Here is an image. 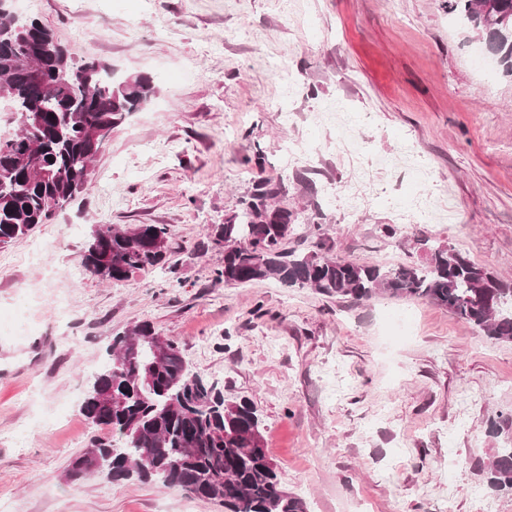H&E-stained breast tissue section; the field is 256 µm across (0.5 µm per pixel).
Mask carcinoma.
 <instances>
[{
    "label": "carcinoma",
    "instance_id": "carcinoma-1",
    "mask_svg": "<svg viewBox=\"0 0 512 512\" xmlns=\"http://www.w3.org/2000/svg\"><path fill=\"white\" fill-rule=\"evenodd\" d=\"M448 12L470 25L502 58L512 76V0H446ZM52 36L34 18L0 14V89L16 112L37 117L34 130L0 140V246L46 223L79 191L78 177L93 160L91 134L116 127L146 105L154 94L149 77H114L102 62L73 60L61 52L40 63L35 83L19 52ZM84 74L76 92L62 74ZM282 186L266 180L253 185L244 208L211 228L213 247L224 251L214 282L246 285L273 279L287 288H313L326 296L356 301L378 294L427 300L496 341H512V281L446 246H427L421 267L363 265L343 256L324 257L288 248L279 227H291V214L274 205ZM164 224H129L102 230L86 247L84 264L94 277L121 282L133 270L165 260ZM166 352L151 372L152 348ZM81 414L122 439L116 446L97 437L74 457L66 477L79 482L100 474L98 459L112 458L111 481L138 480L179 487L211 500L224 512H307L305 501L286 491L267 453L255 407L227 401L204 375L182 357L177 343L149 323L115 335L80 405ZM495 490H512V446L498 448L485 464Z\"/></svg>",
    "mask_w": 512,
    "mask_h": 512
}]
</instances>
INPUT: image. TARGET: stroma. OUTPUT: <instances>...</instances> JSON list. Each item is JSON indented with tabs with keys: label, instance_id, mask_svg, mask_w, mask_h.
<instances>
[{
	"label": "stroma",
	"instance_id": "1",
	"mask_svg": "<svg viewBox=\"0 0 512 512\" xmlns=\"http://www.w3.org/2000/svg\"><path fill=\"white\" fill-rule=\"evenodd\" d=\"M26 15L73 60L149 75L155 92L83 189L0 248V512H224L156 483L66 479L105 434L80 412L86 385L113 336L143 322L225 399L254 404L309 512H512L482 471L506 444L489 425L512 412V342L424 300L213 282L224 255L208 228L260 179L282 184L298 251L418 266L425 235L512 279V77L485 75L443 0H29ZM339 98L374 117L357 141L321 116ZM292 110L301 120L284 124ZM404 141L435 184L384 165ZM331 182L345 190L332 204ZM423 194L431 224L410 211ZM101 224L167 225L169 265L102 283L84 266Z\"/></svg>",
	"mask_w": 512,
	"mask_h": 512
}]
</instances>
